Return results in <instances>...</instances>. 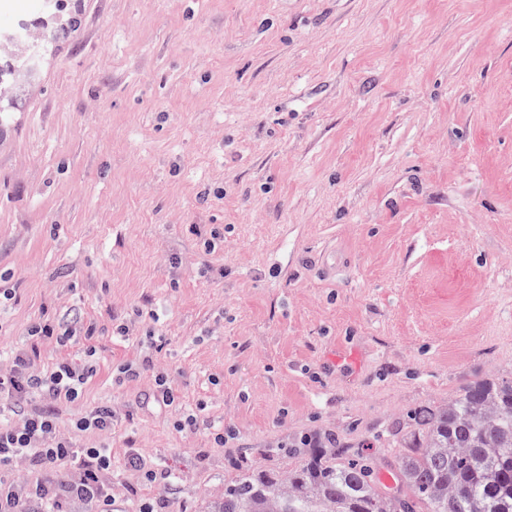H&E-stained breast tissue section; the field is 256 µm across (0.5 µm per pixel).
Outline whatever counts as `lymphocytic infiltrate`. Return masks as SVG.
<instances>
[{
  "label": "lymphocytic infiltrate",
  "instance_id": "1",
  "mask_svg": "<svg viewBox=\"0 0 512 512\" xmlns=\"http://www.w3.org/2000/svg\"><path fill=\"white\" fill-rule=\"evenodd\" d=\"M94 369L85 361H62L35 368L28 351H17L0 367V512H64L82 504L112 512L111 407L78 414L61 430L60 410L82 395ZM98 438L85 447L80 435ZM63 469L56 478L54 469Z\"/></svg>",
  "mask_w": 512,
  "mask_h": 512
}]
</instances>
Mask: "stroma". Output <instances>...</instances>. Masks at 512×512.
Instances as JSON below:
<instances>
[{"instance_id":"35a3bbf8","label":"stroma","mask_w":512,"mask_h":512,"mask_svg":"<svg viewBox=\"0 0 512 512\" xmlns=\"http://www.w3.org/2000/svg\"><path fill=\"white\" fill-rule=\"evenodd\" d=\"M69 3L0 121V358L96 348L60 422L112 406L114 512L306 437L387 471L407 412L512 378V0ZM35 334L43 336L44 340L55 343L58 346H64L70 340V336H73L72 329L64 323L49 324L45 323L33 330ZM126 465L140 471L142 478L149 483H163L165 487H176L181 481L179 476L166 469L147 466L146 459L139 451H133L127 456Z\"/></svg>"}]
</instances>
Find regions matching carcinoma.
<instances>
[{
  "mask_svg": "<svg viewBox=\"0 0 512 512\" xmlns=\"http://www.w3.org/2000/svg\"><path fill=\"white\" fill-rule=\"evenodd\" d=\"M407 428L391 486L365 457L306 444L286 473L242 470L208 512H512V380L472 381Z\"/></svg>",
  "mask_w": 512,
  "mask_h": 512,
  "instance_id": "obj_1",
  "label": "carcinoma"
}]
</instances>
